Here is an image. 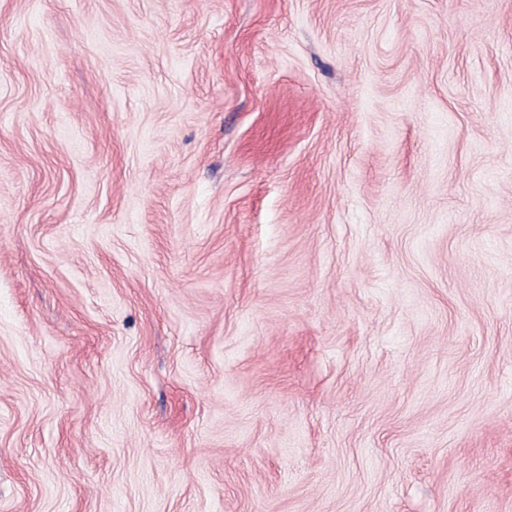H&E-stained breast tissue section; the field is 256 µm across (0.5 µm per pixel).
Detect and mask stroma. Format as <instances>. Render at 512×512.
<instances>
[{
	"label": "stroma",
	"mask_w": 512,
	"mask_h": 512,
	"mask_svg": "<svg viewBox=\"0 0 512 512\" xmlns=\"http://www.w3.org/2000/svg\"><path fill=\"white\" fill-rule=\"evenodd\" d=\"M0 512H512V0H0Z\"/></svg>",
	"instance_id": "1"
}]
</instances>
